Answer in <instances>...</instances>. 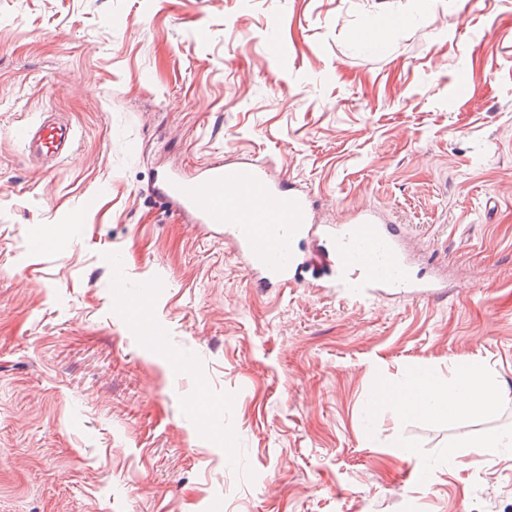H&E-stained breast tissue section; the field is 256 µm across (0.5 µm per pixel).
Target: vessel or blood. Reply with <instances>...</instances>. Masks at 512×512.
<instances>
[{"label": "vessel or blood", "instance_id": "1", "mask_svg": "<svg viewBox=\"0 0 512 512\" xmlns=\"http://www.w3.org/2000/svg\"><path fill=\"white\" fill-rule=\"evenodd\" d=\"M73 142L70 126L49 116L22 131L26 153L38 160L68 157ZM153 192L195 223L223 234L261 284L299 281L308 266L326 259L336 275L325 285L346 299H366L381 288L413 297L437 293L436 280L411 270L399 228L378 211H356L346 224H316L310 193L275 180L264 165L214 161L191 177L167 171L156 177ZM314 233L329 243L328 255L297 252V242Z\"/></svg>", "mask_w": 512, "mask_h": 512}]
</instances>
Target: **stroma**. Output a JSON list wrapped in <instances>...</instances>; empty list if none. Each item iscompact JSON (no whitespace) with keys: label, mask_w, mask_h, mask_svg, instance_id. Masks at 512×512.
I'll list each match as a JSON object with an SVG mask.
<instances>
[{"label":"stroma","mask_w":512,"mask_h":512,"mask_svg":"<svg viewBox=\"0 0 512 512\" xmlns=\"http://www.w3.org/2000/svg\"><path fill=\"white\" fill-rule=\"evenodd\" d=\"M48 112L55 165L20 139ZM215 160L323 224L381 212L443 289L259 287L152 193ZM458 361L492 414L366 419L377 382ZM510 429L512 0H0V512H512V453L472 449ZM74 134L64 122L44 116L24 127L22 143L26 153L38 160L67 158L73 147Z\"/></svg>","instance_id":"stroma-1"}]
</instances>
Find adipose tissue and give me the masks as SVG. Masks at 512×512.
Wrapping results in <instances>:
<instances>
[{"label":"adipose tissue","instance_id":"adipose-tissue-1","mask_svg":"<svg viewBox=\"0 0 512 512\" xmlns=\"http://www.w3.org/2000/svg\"><path fill=\"white\" fill-rule=\"evenodd\" d=\"M501 397L495 377L475 365L454 364L450 379L431 369L409 373L404 384L381 383L367 404L368 417H376L383 406H391L398 418L428 417L444 422L453 417L477 418L493 411Z\"/></svg>","mask_w":512,"mask_h":512}]
</instances>
